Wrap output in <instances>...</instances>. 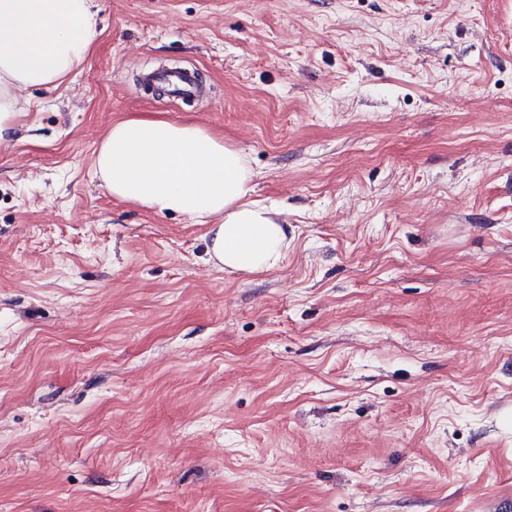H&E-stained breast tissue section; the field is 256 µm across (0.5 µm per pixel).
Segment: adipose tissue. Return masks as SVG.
Returning <instances> with one entry per match:
<instances>
[{
	"label": "adipose tissue",
	"instance_id": "1",
	"mask_svg": "<svg viewBox=\"0 0 512 512\" xmlns=\"http://www.w3.org/2000/svg\"><path fill=\"white\" fill-rule=\"evenodd\" d=\"M99 36L94 0H0V140L19 124V90L59 87ZM95 168L122 202L206 225L209 259L225 272L260 274L284 257L288 227L279 210L251 200L252 169L214 131L127 118L106 133Z\"/></svg>",
	"mask_w": 512,
	"mask_h": 512
}]
</instances>
